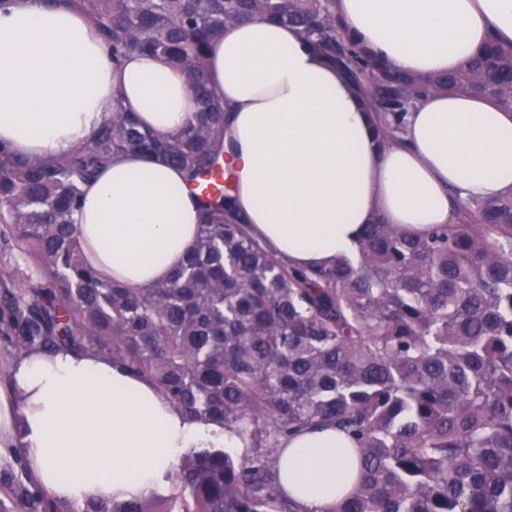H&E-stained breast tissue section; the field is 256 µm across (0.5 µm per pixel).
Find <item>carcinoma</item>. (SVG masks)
I'll return each mask as SVG.
<instances>
[{
    "instance_id": "obj_1",
    "label": "carcinoma",
    "mask_w": 512,
    "mask_h": 512,
    "mask_svg": "<svg viewBox=\"0 0 512 512\" xmlns=\"http://www.w3.org/2000/svg\"><path fill=\"white\" fill-rule=\"evenodd\" d=\"M83 13L119 64L131 52L178 68L194 104L180 132L112 114L70 154L30 160L0 146V338L90 349L151 381L187 417L244 442L191 448L166 489L77 510L39 490L4 492L0 512H310L279 483L285 438L334 427L357 476L333 512H512V189L456 201L428 232L367 224L354 259L298 270L237 214L224 104L208 90L211 42L253 17L294 25L367 97L388 145L434 92L512 111V49L415 76L341 31L334 0H38ZM148 153L196 184L202 221L163 282L127 288L87 265L75 214L82 187L121 153Z\"/></svg>"
}]
</instances>
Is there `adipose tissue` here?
<instances>
[{
	"mask_svg": "<svg viewBox=\"0 0 512 512\" xmlns=\"http://www.w3.org/2000/svg\"><path fill=\"white\" fill-rule=\"evenodd\" d=\"M334 10L350 40L402 72L445 73L487 43L512 47V0H334ZM208 63L236 209L293 267L355 257L364 226L380 216L416 228L454 223L449 189L487 201L512 188V113L488 100L431 94L407 115L404 144L382 149L355 86L294 27L244 21L212 42ZM117 95L162 133L191 117L179 72L138 52L113 64L78 11L34 0L0 11L1 145L64 156L95 133ZM84 199L76 221L89 264L131 288L166 279L201 222L185 171L148 154L113 158ZM238 443L92 350L31 348L0 377V451L17 449L38 488L76 507L164 484L187 449ZM352 445L333 428L286 442L287 495L325 512L347 490L340 451Z\"/></svg>",
	"mask_w": 512,
	"mask_h": 512,
	"instance_id": "adipose-tissue-1",
	"label": "adipose tissue"
}]
</instances>
